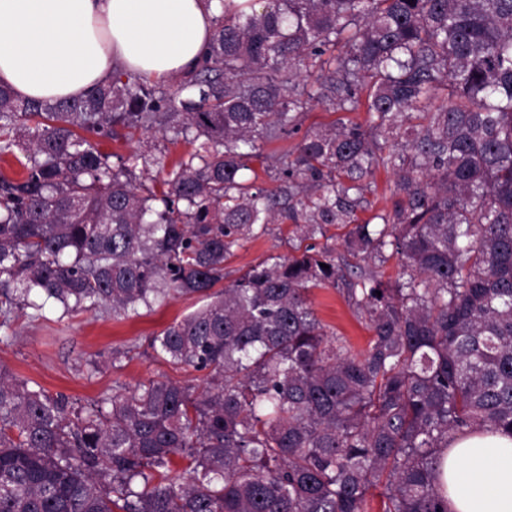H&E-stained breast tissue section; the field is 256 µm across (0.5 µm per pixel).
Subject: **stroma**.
Masks as SVG:
<instances>
[{
	"label": "stroma",
	"instance_id": "1",
	"mask_svg": "<svg viewBox=\"0 0 512 512\" xmlns=\"http://www.w3.org/2000/svg\"><path fill=\"white\" fill-rule=\"evenodd\" d=\"M365 124L363 112L334 113L313 106L301 118L298 132L288 137L264 143L265 155L277 158L292 150L303 135L331 124L335 118ZM102 152L127 155L145 151L161 158V165L140 168L142 182H150L160 168H172L191 147L185 142L172 143L161 133L139 132L133 138L99 141ZM292 227L288 224L269 225L256 239L234 248L225 264L229 278H236L251 266L270 257L291 251ZM309 298L317 317L331 331L345 336L355 349L366 348L370 332L364 319L348 305L335 289H311ZM202 301L199 297H175L161 306L139 308L137 314L114 318L95 311L64 314L52 300L45 301L41 310L20 311L9 328H0V365L17 379L38 383L50 394H61L69 400L87 404L110 396L123 386L134 388L138 383L167 378L182 384H200L202 375L193 370H175L153 358L148 339L176 320L189 315ZM128 351V358L113 363L115 350Z\"/></svg>",
	"mask_w": 512,
	"mask_h": 512
}]
</instances>
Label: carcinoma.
Here are the masks:
<instances>
[{"mask_svg": "<svg viewBox=\"0 0 512 512\" xmlns=\"http://www.w3.org/2000/svg\"><path fill=\"white\" fill-rule=\"evenodd\" d=\"M182 88L118 69L79 98L0 86L20 168L0 171V327L34 296L114 317L206 298L149 340L205 372L199 393L153 379L69 408L0 365V512H366L379 486L382 512H448L455 437L512 436V0H224ZM314 102L367 125L305 136L272 189L244 178ZM151 130L194 145L160 190L142 152L114 165L89 138ZM288 221L293 253L224 284L234 247ZM336 225L349 257L303 245ZM389 254L392 284L351 262ZM314 287L364 317V350ZM391 180L392 176L390 173L380 171L376 174L375 185H373L372 191L365 195L369 206L365 211L358 212L361 219L366 220L389 205V189L392 187ZM317 317L329 331L345 336L357 350L367 347L371 332L364 319L333 288H312L309 293Z\"/></svg>", "mask_w": 512, "mask_h": 512, "instance_id": "carcinoma-1", "label": "carcinoma"}]
</instances>
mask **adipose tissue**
<instances>
[{
    "instance_id": "ef3b65f1",
    "label": "adipose tissue",
    "mask_w": 512,
    "mask_h": 512,
    "mask_svg": "<svg viewBox=\"0 0 512 512\" xmlns=\"http://www.w3.org/2000/svg\"><path fill=\"white\" fill-rule=\"evenodd\" d=\"M222 0H0V83L23 99L83 96L113 69L185 75L211 41ZM450 512H512V437L473 433L443 456Z\"/></svg>"
}]
</instances>
